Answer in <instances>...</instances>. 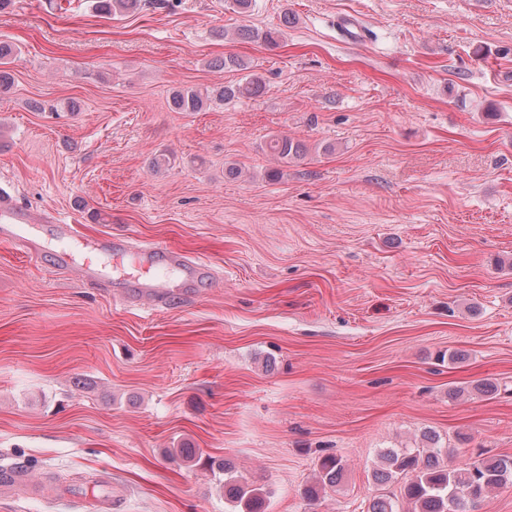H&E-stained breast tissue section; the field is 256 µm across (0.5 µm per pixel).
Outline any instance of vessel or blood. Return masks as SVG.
I'll return each mask as SVG.
<instances>
[{
	"mask_svg": "<svg viewBox=\"0 0 512 512\" xmlns=\"http://www.w3.org/2000/svg\"><path fill=\"white\" fill-rule=\"evenodd\" d=\"M38 218L19 206L7 192L0 191V241L11 244L28 256L42 253V242L31 228ZM50 231L59 240H74L75 251L62 250L52 257L53 265L63 270H77L87 282H107L109 259L132 258L135 271L127 275L134 301L162 305L181 292L189 283H209L212 269L191 260L180 251L160 242L133 246L129 237L114 234L98 240L78 236L74 225L54 219Z\"/></svg>",
	"mask_w": 512,
	"mask_h": 512,
	"instance_id": "vessel-or-blood-1",
	"label": "vessel or blood"
}]
</instances>
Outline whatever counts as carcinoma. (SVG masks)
<instances>
[{
	"mask_svg": "<svg viewBox=\"0 0 512 512\" xmlns=\"http://www.w3.org/2000/svg\"><path fill=\"white\" fill-rule=\"evenodd\" d=\"M152 7L153 0H95L93 7L98 12L117 15L131 7ZM244 39L260 38L267 45H280L283 33L279 29L264 33L244 28L240 30ZM17 49L0 43V92L10 88L9 67ZM215 67L245 71L239 82L212 89L181 88L171 93V104L177 112H200L205 108L219 104L249 98L265 89V82L250 72L251 65L242 58L226 56L213 63ZM268 149L282 163L286 164L304 155L305 148L299 141L288 136H276L270 139ZM382 466L373 472L374 481L385 484L395 474H404L408 480L401 494L412 505L411 512H467V505L475 504L485 498L494 489L512 487V456L484 457L477 454L458 466L448 465V452L443 450L440 438L431 430L421 435V446L417 448L390 449L381 455ZM212 475L224 498L232 503L242 504L245 512H261L264 498L259 493L248 494L237 479L227 477V463L220 465L209 462ZM344 471V461L337 455H325L318 462V478L315 483L305 487L303 497L309 502L319 500L322 492L336 487ZM367 512H397V505L388 496L372 498Z\"/></svg>",
	"mask_w": 512,
	"mask_h": 512,
	"instance_id": "1",
	"label": "carcinoma"
}]
</instances>
